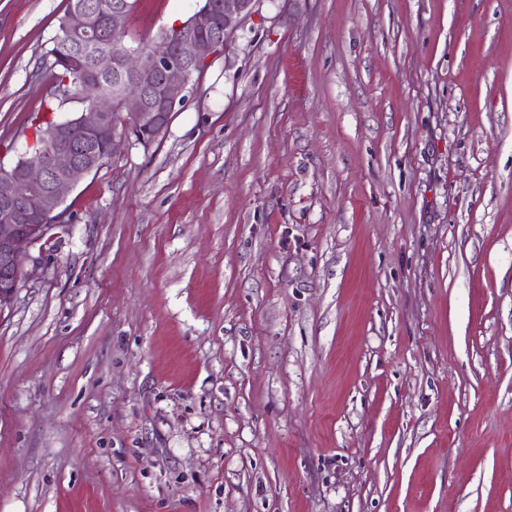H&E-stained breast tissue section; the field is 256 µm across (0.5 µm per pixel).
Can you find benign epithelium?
Wrapping results in <instances>:
<instances>
[{
    "label": "benign epithelium",
    "mask_w": 512,
    "mask_h": 512,
    "mask_svg": "<svg viewBox=\"0 0 512 512\" xmlns=\"http://www.w3.org/2000/svg\"><path fill=\"white\" fill-rule=\"evenodd\" d=\"M257 2L207 0L177 27L171 43L153 53H113L97 45L93 9L76 7L68 12L63 24L66 38L96 45L94 71L116 78L117 85L58 126L37 159L21 157L0 172V313L11 307L25 277L23 256L41 244L52 225L67 223L63 204L68 193L118 149L121 136L108 123L116 100L124 99L133 109L127 134L145 148L153 145L165 135L176 107L185 102L194 75L255 13ZM127 20L120 4L106 14L107 28L114 35L125 31Z\"/></svg>",
    "instance_id": "benign-epithelium-1"
}]
</instances>
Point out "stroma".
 I'll use <instances>...</instances> for the list:
<instances>
[{"instance_id":"stroma-1","label":"stroma","mask_w":512,"mask_h":512,"mask_svg":"<svg viewBox=\"0 0 512 512\" xmlns=\"http://www.w3.org/2000/svg\"><path fill=\"white\" fill-rule=\"evenodd\" d=\"M65 6L0 0L2 166ZM66 205L0 314V512H512V0H260Z\"/></svg>"}]
</instances>
